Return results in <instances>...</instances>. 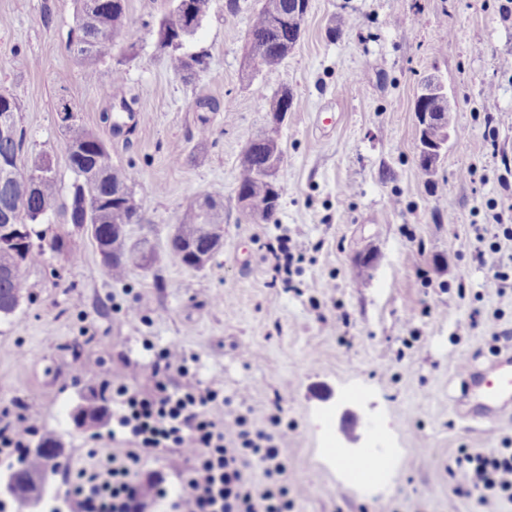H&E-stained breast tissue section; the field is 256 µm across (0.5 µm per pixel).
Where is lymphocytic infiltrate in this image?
<instances>
[{
    "label": "lymphocytic infiltrate",
    "mask_w": 512,
    "mask_h": 512,
    "mask_svg": "<svg viewBox=\"0 0 512 512\" xmlns=\"http://www.w3.org/2000/svg\"><path fill=\"white\" fill-rule=\"evenodd\" d=\"M186 357L174 346L160 350L147 386L112 390L113 435L106 465L80 469L72 491V512H147L150 500L171 499L174 512H294L282 445L288 435L280 416L266 428L253 426L249 411L218 390L176 386L187 376ZM170 450L183 461L182 486L169 493L160 475L148 482L132 471L145 456ZM455 464L462 478L450 499L497 494L512 499V448L488 453L459 448ZM262 469L257 484L249 466Z\"/></svg>",
    "instance_id": "f902f5d3"
}]
</instances>
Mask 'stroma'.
Listing matches in <instances>:
<instances>
[{
    "label": "stroma",
    "mask_w": 512,
    "mask_h": 512,
    "mask_svg": "<svg viewBox=\"0 0 512 512\" xmlns=\"http://www.w3.org/2000/svg\"><path fill=\"white\" fill-rule=\"evenodd\" d=\"M165 0H128L127 25L94 79L68 47L73 0H0V91L13 94L27 156L51 157L61 194L47 236L66 248L30 266L28 295L0 319V416L25 403L39 434L60 437L70 470L105 462L106 443L75 428L71 411L109 382L146 386L156 352L175 345L193 382L246 399L251 423L281 413L295 512H512L501 497L449 501L458 448L486 452L512 438V417L465 421L454 410L461 369L512 347V0H310L303 36L282 65L249 59L258 0L237 11L212 0L184 46L209 54L192 78L174 74L157 46ZM351 25L329 30L339 16ZM136 125L114 132L112 69L125 53ZM454 105L456 136L434 175L416 162L413 102L426 77ZM294 94L282 128L281 207L270 223L235 207L243 150L270 98ZM201 98L216 101L200 138ZM109 146L130 174L155 270L105 272L65 206L74 174L57 107ZM180 158H173L172 148ZM224 199V240L208 265L185 267L167 240L197 195ZM296 255L291 287L273 283L272 252ZM498 245L508 280L477 255ZM373 250L365 275L357 257ZM377 419L391 474L365 488L328 447L357 453L369 429L345 437L337 418Z\"/></svg>",
    "instance_id": "stroma-1"
}]
</instances>
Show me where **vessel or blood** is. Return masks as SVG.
<instances>
[{
  "instance_id": "1",
  "label": "vessel or blood",
  "mask_w": 512,
  "mask_h": 512,
  "mask_svg": "<svg viewBox=\"0 0 512 512\" xmlns=\"http://www.w3.org/2000/svg\"><path fill=\"white\" fill-rule=\"evenodd\" d=\"M461 385L473 413L493 420L512 413V349L501 351L485 366L469 369Z\"/></svg>"
}]
</instances>
